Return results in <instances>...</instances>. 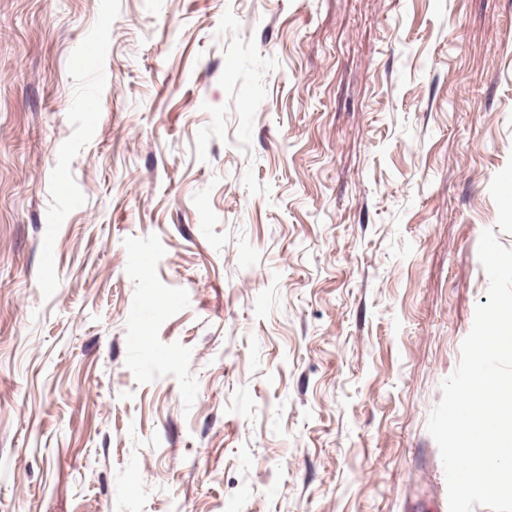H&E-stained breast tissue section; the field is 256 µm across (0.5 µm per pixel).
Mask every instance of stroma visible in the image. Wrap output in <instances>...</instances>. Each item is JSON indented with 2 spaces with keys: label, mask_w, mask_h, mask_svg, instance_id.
<instances>
[{
  "label": "stroma",
  "mask_w": 512,
  "mask_h": 512,
  "mask_svg": "<svg viewBox=\"0 0 512 512\" xmlns=\"http://www.w3.org/2000/svg\"><path fill=\"white\" fill-rule=\"evenodd\" d=\"M486 229L512 0H0V512H434Z\"/></svg>",
  "instance_id": "stroma-1"
}]
</instances>
